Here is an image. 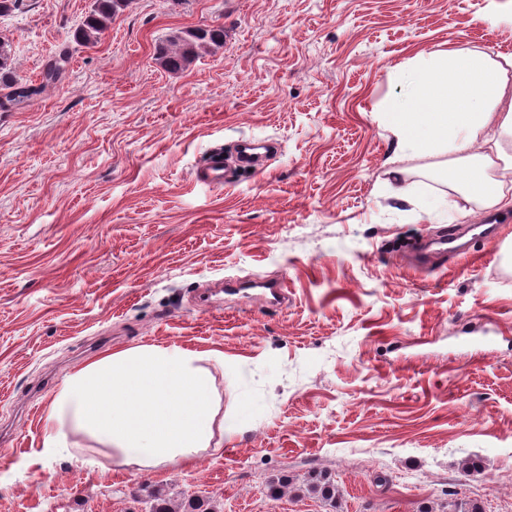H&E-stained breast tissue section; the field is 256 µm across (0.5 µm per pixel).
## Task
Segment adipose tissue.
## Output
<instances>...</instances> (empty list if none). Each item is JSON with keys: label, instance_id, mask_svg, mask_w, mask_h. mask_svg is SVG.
<instances>
[{"label": "adipose tissue", "instance_id": "obj_1", "mask_svg": "<svg viewBox=\"0 0 512 512\" xmlns=\"http://www.w3.org/2000/svg\"><path fill=\"white\" fill-rule=\"evenodd\" d=\"M403 79L406 98L376 113L395 157L432 159L451 190L482 209L500 206L512 192V55L496 59L459 40L419 59ZM213 359L155 345L97 355L52 400L43 454H70L69 435L78 432L117 468L193 463L224 433Z\"/></svg>", "mask_w": 512, "mask_h": 512}]
</instances>
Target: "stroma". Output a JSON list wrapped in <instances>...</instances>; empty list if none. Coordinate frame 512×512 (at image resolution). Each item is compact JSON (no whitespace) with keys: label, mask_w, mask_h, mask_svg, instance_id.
<instances>
[{"label":"stroma","mask_w":512,"mask_h":512,"mask_svg":"<svg viewBox=\"0 0 512 512\" xmlns=\"http://www.w3.org/2000/svg\"><path fill=\"white\" fill-rule=\"evenodd\" d=\"M512 0H135L94 48L91 0H18L0 16L17 78L0 107V512H149L143 484L217 512H512V205L480 210L406 157L386 180L375 111L401 66L467 40L512 54ZM224 26L223 49L170 72L173 30ZM62 78L42 72L60 53ZM266 141L258 173L206 186L210 149ZM443 215L427 222L433 207ZM495 227L421 266L406 238ZM278 281L282 305L202 306L219 279ZM137 345L212 352L224 442L188 466L114 470L82 434L40 456L64 378ZM477 458L480 478L458 464ZM329 504L298 492L311 470ZM285 475L287 495L267 484ZM305 491L316 495L328 503L336 501V485L321 471L314 472L309 476L305 484Z\"/></svg>","instance_id":"obj_1"}]
</instances>
